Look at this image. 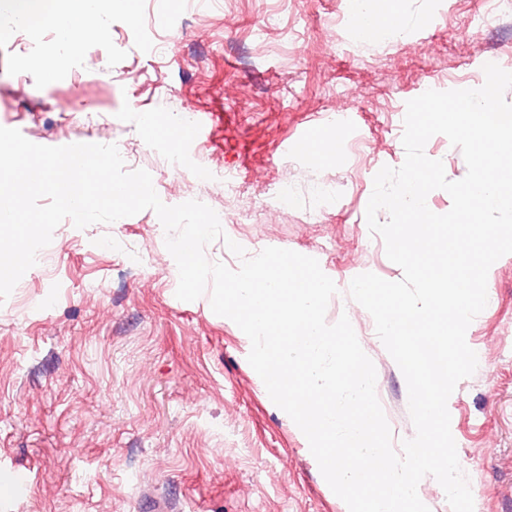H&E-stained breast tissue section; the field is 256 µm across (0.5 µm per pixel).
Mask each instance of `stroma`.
<instances>
[{"instance_id":"stroma-1","label":"stroma","mask_w":512,"mask_h":512,"mask_svg":"<svg viewBox=\"0 0 512 512\" xmlns=\"http://www.w3.org/2000/svg\"><path fill=\"white\" fill-rule=\"evenodd\" d=\"M375 35H356L352 0H138L91 18L79 48L0 14V127L62 146L109 139L150 173L168 205L223 209L210 262L238 269L225 245L316 258L337 286L326 320L348 316L375 365L394 444L412 438L404 376L348 284L403 277L365 212L373 179L399 167L406 103L426 90L477 88L493 62L512 72V12L494 0H384ZM488 22L475 25L479 14ZM408 21L397 33L390 18ZM44 57L53 66L35 65ZM205 112L200 141L168 137ZM159 128L146 141L143 119ZM331 136L328 160L285 150ZM178 155L179 170L162 165ZM206 164L237 187L199 183ZM298 187L281 209V179ZM335 192L309 202L314 181ZM118 238L122 247L102 248ZM147 249L140 271L127 246ZM177 265L154 211L83 229L63 221L20 288L0 304V467L24 469L23 498L0 512H348L297 425L269 397L251 343L209 295L175 296ZM466 332L476 372L448 400L474 512H512V254L487 279Z\"/></svg>"}]
</instances>
